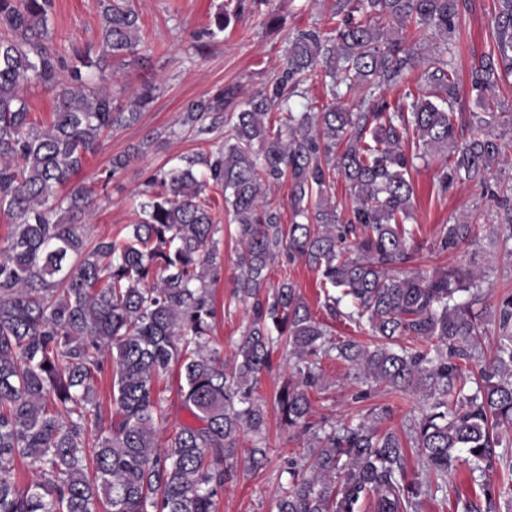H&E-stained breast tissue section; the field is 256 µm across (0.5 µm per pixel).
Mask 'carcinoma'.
Listing matches in <instances>:
<instances>
[{
	"mask_svg": "<svg viewBox=\"0 0 512 512\" xmlns=\"http://www.w3.org/2000/svg\"><path fill=\"white\" fill-rule=\"evenodd\" d=\"M497 49L470 68L482 109L477 133L459 135L458 71L449 41L459 30L460 0H336L328 31L301 30L271 94L235 101L228 88L185 112L199 135L229 125L224 148L161 169L160 191L140 204L128 231L89 245L63 216L84 213L91 191L70 185L101 136L138 119L155 86L145 83L129 109L112 88L85 76L136 55L139 12L130 0H103L102 54L54 48V0H0V213L13 221L0 248V512H216L224 487L238 480L246 437L248 468L266 467L267 413L257 396L279 346L296 379H285L273 407L281 429L309 436L307 454L288 463L277 512H418L422 497L442 493L468 465L481 494L456 496L455 512H512V289L492 303L495 353L481 351L483 324L474 307L490 298L469 266L430 274L405 272L414 260L409 173L416 161L446 153L437 172L446 193L458 184L488 188L493 166L512 155L497 132L494 91L512 73V0H498ZM407 26L444 37L434 47L424 88L396 109L376 92L403 82L414 51L394 36ZM327 82L330 103L295 112L290 101L307 83ZM39 85L56 106L48 128L32 118L27 89ZM362 92L367 112L341 99ZM283 113L273 127V109ZM210 124H204L206 118ZM415 149L405 152L404 145ZM112 158L103 185L130 163ZM205 166L200 173L196 166ZM355 200L341 220L329 202L335 177ZM290 183L292 224L265 201L261 186ZM224 191L237 223L235 293L248 323L232 365L211 346L216 318L212 285L223 256L206 190ZM68 188L64 193L59 188ZM497 246L512 253V198L501 200ZM472 224L444 226L438 250L457 248ZM303 260L322 278L324 305L375 339L331 342L297 286L268 285L280 256ZM413 336L428 350L394 348ZM341 361L366 384L422 396L406 436L372 417L329 427L312 420L310 389L321 387L322 358ZM193 422L160 440L167 420L169 373ZM110 382V405L98 400ZM421 461L408 475L407 444ZM502 473L493 481L492 472Z\"/></svg>",
	"mask_w": 512,
	"mask_h": 512,
	"instance_id": "obj_1",
	"label": "carcinoma"
}]
</instances>
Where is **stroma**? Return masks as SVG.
I'll return each instance as SVG.
<instances>
[{"label": "stroma", "instance_id": "1", "mask_svg": "<svg viewBox=\"0 0 512 512\" xmlns=\"http://www.w3.org/2000/svg\"><path fill=\"white\" fill-rule=\"evenodd\" d=\"M140 13V52L149 57L148 65L113 62L108 67L109 84L116 105L126 106L141 84H155L153 101L142 109L131 125L102 137L99 151L89 156L76 180L94 188L91 209L79 222L87 242L124 231L136 219L137 206L143 200L145 181L158 169L182 165L184 158L211 154L224 144L223 129L199 137L183 128L186 106L206 100L220 90L232 87L239 99L271 92L276 74L284 61L290 37L300 30L333 26L332 0H133ZM50 20L53 44L68 51L72 46H99L101 33L100 0H54ZM230 13L224 32H214L218 13ZM497 0H466L460 15L456 44L457 66L462 76L457 111L462 124H469L478 106L470 91L467 75L471 64L490 52L494 45V18ZM403 39L413 45L418 61L407 87L388 88L384 97L389 104L403 100L405 88H416L424 78L430 51L441 37L438 33L403 31ZM147 150L119 173L108 191L97 190V174L108 166L112 156L139 145ZM440 159L418 165L410 179L414 186V210L408 221L415 230L418 248L415 269L427 272L438 267L462 264L481 269L485 281L494 289H512V255L495 244L501 211L497 195L512 188V162L496 167L489 188L469 183L441 192L437 172ZM212 214L220 228V250L224 269L213 288L217 319L214 340L232 362L235 345L247 323L245 303L234 296L238 273L239 243L234 237L233 217L224 207L220 188H208ZM468 219L474 235L458 248L439 252L438 234L443 225ZM295 282L304 301L316 318L326 321L333 338L367 342L366 332L348 322L329 317L324 307L319 272L303 262L277 259L270 268L271 283L282 278ZM322 387L312 391L314 421L336 422L386 407L390 413L383 421L386 429L405 433L418 413V398L401 395L385 387L369 389L353 382L346 364L322 362ZM267 453L269 463L258 473L240 467L237 482L229 485L218 505V512H277L279 488L288 480L289 460L299 458L307 449L306 437L283 432L275 413L267 415Z\"/></svg>", "mask_w": 512, "mask_h": 512}]
</instances>
